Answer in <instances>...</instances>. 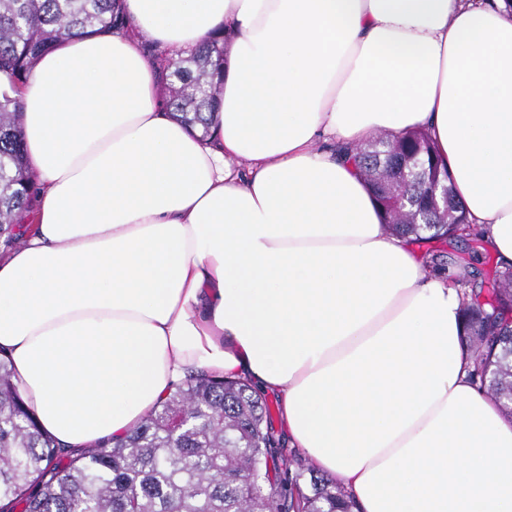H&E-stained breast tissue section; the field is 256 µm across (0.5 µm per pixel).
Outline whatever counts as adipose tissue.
<instances>
[{
    "label": "adipose tissue",
    "instance_id": "1",
    "mask_svg": "<svg viewBox=\"0 0 512 512\" xmlns=\"http://www.w3.org/2000/svg\"><path fill=\"white\" fill-rule=\"evenodd\" d=\"M126 32L22 90L32 227L0 260V354L62 447L123 437L194 373L276 397L354 512H512V422L468 376L460 293L392 235L352 160L426 130L512 264V0H123ZM224 31L208 136L143 39Z\"/></svg>",
    "mask_w": 512,
    "mask_h": 512
}]
</instances>
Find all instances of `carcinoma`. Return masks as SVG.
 <instances>
[{"label": "carcinoma", "instance_id": "obj_1", "mask_svg": "<svg viewBox=\"0 0 512 512\" xmlns=\"http://www.w3.org/2000/svg\"><path fill=\"white\" fill-rule=\"evenodd\" d=\"M127 29L120 0H0V239L18 238L16 217L31 211L37 187L29 174L17 94L33 60L80 33ZM147 54L166 72L164 95L188 126L217 108L224 77V37L216 36L187 59L169 61L153 46ZM420 166L405 183L404 205L374 195L388 230L421 242L468 240L474 257L485 248L483 231L469 224L448 186L457 223L443 224L431 193L433 176L448 173L434 155L428 133L386 135L361 148L357 163L373 178L411 157ZM426 266L462 286V341L477 389L512 418V265L495 266L477 280L471 262L441 250L426 253ZM336 482L280 447L264 396L240 379L190 378L146 413L114 444L61 454L15 382L9 359L0 357V512H350Z\"/></svg>", "mask_w": 512, "mask_h": 512}]
</instances>
